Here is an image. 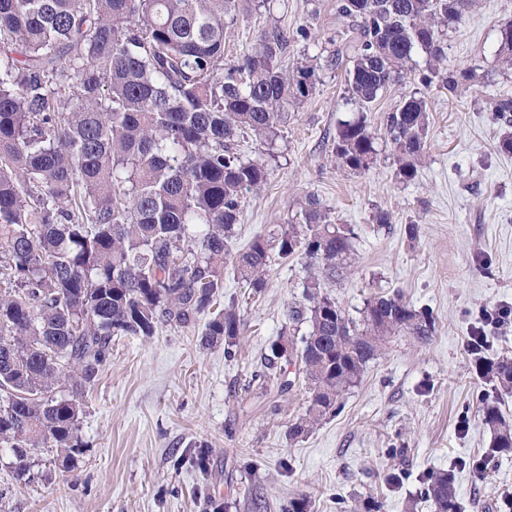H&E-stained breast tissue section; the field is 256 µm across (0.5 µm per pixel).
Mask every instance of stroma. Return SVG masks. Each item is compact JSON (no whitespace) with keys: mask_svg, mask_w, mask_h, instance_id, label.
<instances>
[{"mask_svg":"<svg viewBox=\"0 0 512 512\" xmlns=\"http://www.w3.org/2000/svg\"><path fill=\"white\" fill-rule=\"evenodd\" d=\"M268 13L240 18L226 38V58L250 49L267 18L309 40L290 43L289 58L326 57L328 38L344 22L336 0H268ZM512 0H477L448 31L447 68L480 75L462 94L424 90L418 73L391 86L368 114L384 133V116L421 92L430 112L415 181L395 176L391 147L366 173L330 162L327 138L356 107L343 100L342 71L323 68L312 97L292 111L276 144L268 184L248 195L238 244L287 223L315 195L337 223L358 235L354 266L327 290L350 317L367 298L400 293L432 311L437 331L425 344L398 336L371 361L336 413L293 439L290 425L307 407L296 382L288 393L257 374L302 297L306 262L272 261L267 286L252 292L233 265L224 268V300L236 303L245 330L233 347L202 345V330L165 326L150 337L119 336L87 394L80 419L83 447L69 472L57 452L33 456L30 482L12 477L0 448L6 512H284L306 497L307 512H434L421 493L427 477L452 471L462 512H512V452H498L478 415L498 401L512 422V395L477 373L468 340L483 331L485 357L512 356V322L483 325L480 315L512 304V154L501 152L503 125L492 121L493 95L512 96V70L497 54L499 27ZM391 224L372 222L376 211ZM416 236H409V224ZM206 452L208 465L195 457Z\"/></svg>","mask_w":512,"mask_h":512,"instance_id":"1","label":"stroma"}]
</instances>
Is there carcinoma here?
Here are the masks:
<instances>
[{"instance_id": "1", "label": "carcinoma", "mask_w": 512, "mask_h": 512, "mask_svg": "<svg viewBox=\"0 0 512 512\" xmlns=\"http://www.w3.org/2000/svg\"><path fill=\"white\" fill-rule=\"evenodd\" d=\"M475 0H336L348 27L329 41L351 44L345 102L329 145L336 169L365 173L378 161L366 114L381 93L426 63L447 58V29ZM266 0H0V447L17 478L31 457L56 448L72 467L81 450L85 393L112 354L114 336H153L206 318L205 345H235L244 323L224 306V264L254 292L266 287L271 251L312 260L303 302L272 346L259 377L288 391L302 324L300 367L309 390L294 439L336 411L368 362L400 334L424 343L436 318L405 298H369L350 319L325 281L352 266L358 237L315 196L269 236L235 243L246 194L268 184L265 161L289 109L316 90L317 57L288 67L289 37L264 26L247 53L224 60L226 34L245 7ZM498 56L512 66V21L499 28ZM476 78L448 70L450 93ZM512 124V98L489 103ZM397 176L417 174L429 127L425 98L410 95L384 116ZM255 142L250 158L241 143ZM484 376L512 393V358L479 359ZM493 448L512 450V422L484 401ZM435 512H460L451 472L429 476Z\"/></svg>"}]
</instances>
